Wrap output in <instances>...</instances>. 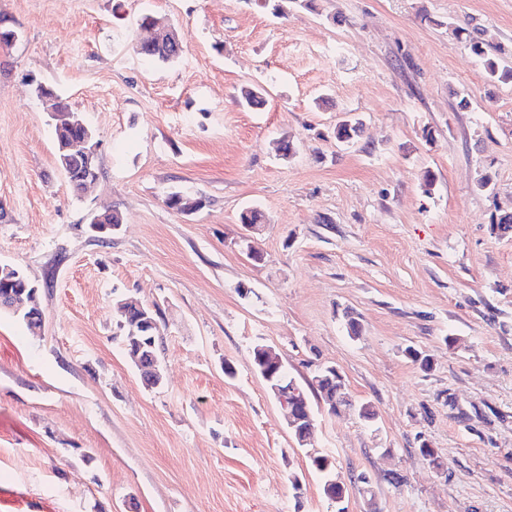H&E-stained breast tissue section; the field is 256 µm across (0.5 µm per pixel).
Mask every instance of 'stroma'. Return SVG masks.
Returning <instances> with one entry per match:
<instances>
[{
	"label": "stroma",
	"mask_w": 512,
	"mask_h": 512,
	"mask_svg": "<svg viewBox=\"0 0 512 512\" xmlns=\"http://www.w3.org/2000/svg\"><path fill=\"white\" fill-rule=\"evenodd\" d=\"M146 12L176 27L178 61L135 52ZM1 13L18 40L0 48V264L40 287L44 328L0 312V512H336L313 452L334 462L347 512H512V233L493 228L512 209V84L488 83L447 27L511 51L512 0H286L278 16L262 0H0ZM33 78L99 143L83 193ZM250 84L261 108L238 102ZM350 118L363 132L344 146ZM176 190L203 208H168ZM249 208L264 215L253 234ZM107 211L121 227L100 241L87 224ZM130 296L157 315V387L112 339ZM259 344L302 384L335 366L376 419L319 410L299 446L254 367Z\"/></svg>",
	"instance_id": "1"
}]
</instances>
